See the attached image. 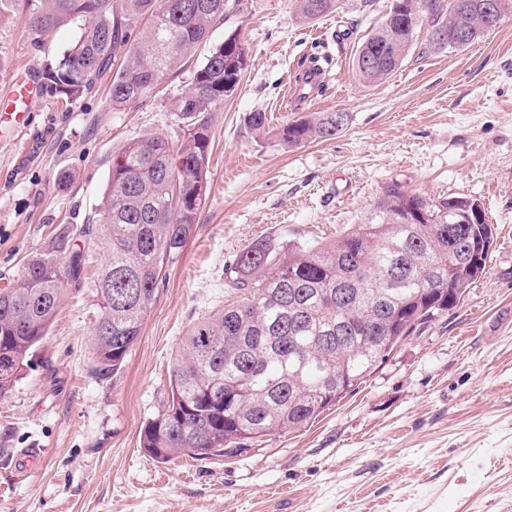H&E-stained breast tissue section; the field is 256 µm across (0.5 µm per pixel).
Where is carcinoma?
Wrapping results in <instances>:
<instances>
[{
	"label": "carcinoma",
	"instance_id": "cac0c4a2",
	"mask_svg": "<svg viewBox=\"0 0 512 512\" xmlns=\"http://www.w3.org/2000/svg\"><path fill=\"white\" fill-rule=\"evenodd\" d=\"M315 20L338 0H295ZM391 0L378 26L358 44L352 72L377 83L407 58L417 26L461 29L467 44L489 34L482 0ZM241 0H40L30 19L50 33L80 19L74 42L44 70L46 87L71 103L112 72L109 103L121 111L180 70L211 30L240 12ZM373 56L378 65L363 66ZM248 52L234 32L194 71L190 91L169 112L177 143L162 133L129 140L109 174L97 223L79 235L101 244L108 260L97 279L99 314L90 337V375L108 382L137 342L167 268L182 253L207 199L211 112L238 91ZM346 112H315L274 129L250 114L256 132L293 149L335 138ZM493 226L464 197L430 203L394 182L367 220L326 242L276 247L258 241L224 269L241 300L195 323L169 371V393L141 430L140 448L167 460L244 451L241 441L294 431L353 391L421 326L460 303L486 273ZM84 253L36 257L0 289V398L15 387L29 354L59 312L66 285L79 279Z\"/></svg>",
	"mask_w": 512,
	"mask_h": 512
}]
</instances>
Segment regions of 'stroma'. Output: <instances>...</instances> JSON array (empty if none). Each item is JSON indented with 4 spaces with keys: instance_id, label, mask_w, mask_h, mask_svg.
Returning a JSON list of instances; mask_svg holds the SVG:
<instances>
[{
    "instance_id": "35a3bbf8",
    "label": "stroma",
    "mask_w": 512,
    "mask_h": 512,
    "mask_svg": "<svg viewBox=\"0 0 512 512\" xmlns=\"http://www.w3.org/2000/svg\"><path fill=\"white\" fill-rule=\"evenodd\" d=\"M38 2L0 4V95L21 71L40 78L78 34L71 22L37 37L29 15ZM389 5L339 0L305 21L292 0H242L213 29L215 44L237 31L250 61L237 93L212 114L196 229L108 383L88 374L94 279L106 254L86 243L81 284L69 286L0 398V512H512V13L453 50L429 48L423 22L403 66L366 84L352 57ZM312 61L325 83L295 90ZM194 70L187 64L121 111L104 80L68 105L40 90L25 126L0 142V288L33 256L75 243L126 141L176 138L169 102L190 90ZM257 111L273 127L314 112L350 121L335 139L288 149L249 127ZM394 182L431 202L475 200L494 224L487 272L464 300L306 428L230 456L144 453L140 431L165 401L182 337L239 298L225 265L259 240L336 239Z\"/></svg>"
}]
</instances>
